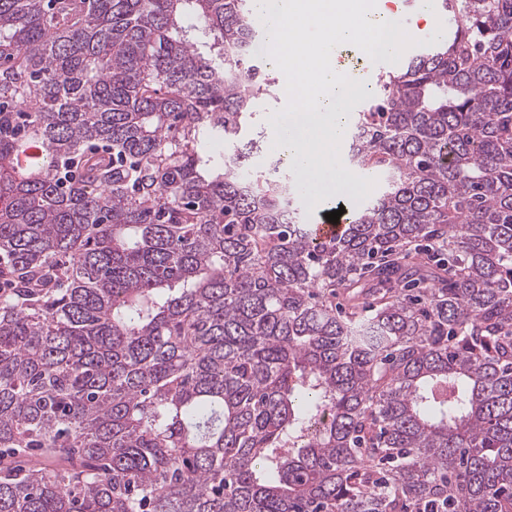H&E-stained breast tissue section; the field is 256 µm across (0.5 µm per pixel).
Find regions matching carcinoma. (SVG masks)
<instances>
[{"mask_svg":"<svg viewBox=\"0 0 512 512\" xmlns=\"http://www.w3.org/2000/svg\"><path fill=\"white\" fill-rule=\"evenodd\" d=\"M441 7L315 241L250 0H0V512H512V0ZM286 103V93L280 92L278 94L276 99H265L261 98L256 101V105L253 109V116H252V138H256L258 143V149L254 150V153L251 154V157L249 158L248 165L251 168L252 171H266L268 166L271 163L277 162L278 159L283 158L284 164H279L280 169L283 172L285 176H290L291 181L296 185L297 187V205L300 206L306 214H313L315 212L321 211L325 208H331L336 207L339 203L344 205H353L358 204L362 202L365 198L360 196L357 198H348L344 196H335L334 198H328L324 200L323 203L317 205L312 212H309V208L312 204H310L309 200L307 198L301 199L299 196L300 188H301V179L299 178L296 168L293 165V163H290L288 157L285 155L279 153L274 154L271 152L272 150V143L274 139V132L269 124L267 117H269L273 110H278L281 107L284 106ZM260 132L258 135L260 137H257V133ZM288 164V165H286ZM298 199L300 200L301 204L299 203Z\"/></svg>","mask_w":512,"mask_h":512,"instance_id":"carcinoma-1","label":"carcinoma"}]
</instances>
